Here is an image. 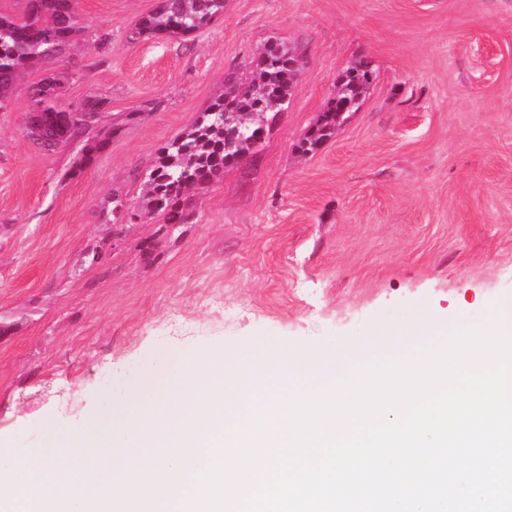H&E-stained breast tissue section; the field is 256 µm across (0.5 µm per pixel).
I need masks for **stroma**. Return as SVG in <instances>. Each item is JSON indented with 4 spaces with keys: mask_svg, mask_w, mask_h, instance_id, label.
<instances>
[{
    "mask_svg": "<svg viewBox=\"0 0 512 512\" xmlns=\"http://www.w3.org/2000/svg\"><path fill=\"white\" fill-rule=\"evenodd\" d=\"M159 4L76 0L79 39L0 111L1 480L21 482L24 449L53 432L165 388L191 355L318 356L376 326L474 323L512 301V0H224L186 40H131ZM272 38L305 67L258 154L195 195V223L114 234L113 194L136 203L137 172ZM363 56L361 109L298 153ZM54 70L66 103L108 100L99 127L118 132L90 162L27 135V89Z\"/></svg>",
    "mask_w": 512,
    "mask_h": 512,
    "instance_id": "35a3bbf8",
    "label": "stroma"
}]
</instances>
